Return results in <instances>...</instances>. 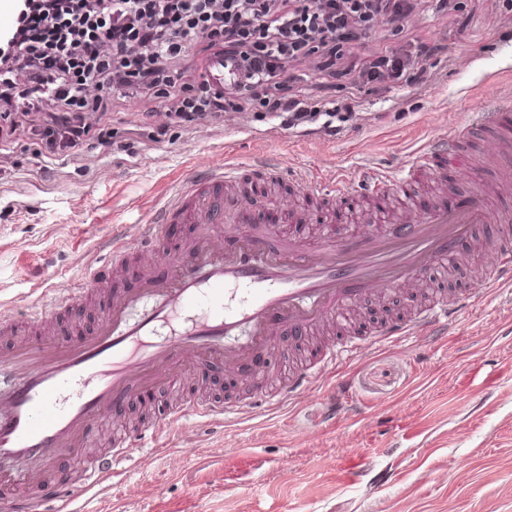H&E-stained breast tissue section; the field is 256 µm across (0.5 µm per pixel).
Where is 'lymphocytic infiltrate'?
I'll return each instance as SVG.
<instances>
[{"label":"lymphocytic infiltrate","mask_w":512,"mask_h":512,"mask_svg":"<svg viewBox=\"0 0 512 512\" xmlns=\"http://www.w3.org/2000/svg\"><path fill=\"white\" fill-rule=\"evenodd\" d=\"M415 0H17L0 35V122L28 127L33 153L78 156L85 141H110L94 124L116 98L139 97L169 122L194 130L228 112H273L291 127L352 113L298 92L296 68L322 72L356 61L362 86L416 84L411 51L356 60L366 32L410 22ZM224 56L240 78L215 88L190 68L189 48Z\"/></svg>","instance_id":"f902f5d3"}]
</instances>
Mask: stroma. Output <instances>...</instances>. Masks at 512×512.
Returning <instances> with one entry per match:
<instances>
[{
  "label": "stroma",
  "mask_w": 512,
  "mask_h": 512,
  "mask_svg": "<svg viewBox=\"0 0 512 512\" xmlns=\"http://www.w3.org/2000/svg\"><path fill=\"white\" fill-rule=\"evenodd\" d=\"M422 44L448 50L419 57L424 74L416 87L368 90L344 67L331 76L300 65L303 92L360 103L333 134L317 122L290 128L257 112H228L223 124L189 132L158 113L155 123L168 129L156 143L143 122L148 103L119 98L104 118L119 143L84 146L91 160L84 169L69 157H34L26 130H17V169L0 177V308L32 306L40 300L37 284L66 287L82 276L86 260L108 264L103 243L114 225L143 223L184 177L222 165L225 145L258 169L277 164L285 171L271 184L257 171L246 186L224 189L246 195L253 227L265 230L273 210L288 216L317 204L294 190L287 171L335 167L349 177L348 206H357L364 172L403 166L434 138L512 96V0H453L447 14L434 0H420L409 24L368 35L358 52L373 57ZM471 151L480 176L437 173L409 188L422 206L456 203L486 182L500 185L491 197L495 219L481 230L485 250L459 243L455 259L428 275L430 291L466 295L463 304H449V326L380 347L367 341L378 329L373 315L388 308L410 316L420 300L398 287L361 301L339 332L363 337L359 354L278 405L221 420L192 417L164 431L123 472L83 494L87 512H512V283L492 292L481 287L502 242L499 219L512 213V132L499 127ZM277 343L256 375L274 389L319 354L307 333ZM215 371L201 366L117 409L94 426L89 454L108 447L113 425L150 414L161 394H248L239 381L219 385ZM352 457L359 476L351 482L344 464Z\"/></svg>",
  "instance_id": "1"
}]
</instances>
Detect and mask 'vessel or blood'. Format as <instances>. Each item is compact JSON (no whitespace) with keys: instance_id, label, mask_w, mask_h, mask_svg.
Listing matches in <instances>:
<instances>
[{"instance_id":"1","label":"vessel or blood","mask_w":512,"mask_h":512,"mask_svg":"<svg viewBox=\"0 0 512 512\" xmlns=\"http://www.w3.org/2000/svg\"><path fill=\"white\" fill-rule=\"evenodd\" d=\"M236 75L234 64L223 58L207 65L206 76L216 86ZM471 131L466 125L433 141L401 172L374 171L367 183L369 194L376 201L399 199L417 175L474 171L476 163L467 148ZM244 169L235 153L225 152L222 166L192 174L151 223L113 235L107 242L109 267L89 265L80 281L57 291L48 303L0 317V333L19 322L31 330L42 329L103 287L107 268H123L130 253L152 264L167 224L186 219L205 228L185 252L169 258L166 275L146 274L141 287L117 291L89 335L64 345L23 343L0 352V377L10 378L8 393L0 392V464L21 460L30 465L20 477L0 467V489L19 480L39 488L37 495L19 493L0 503V512H37L44 500L56 503L59 512H81L73 505L69 485L48 482L45 469L56 458L79 457L94 424L111 417L141 388L172 375L184 377L205 362L223 363L227 372L249 379L250 363L283 332L316 330L361 299L409 284L417 273L451 259L459 240L478 241V227L490 220L487 197L479 193L452 208L428 204L396 232L348 236L332 230L308 244L292 238L288 226L281 225L267 236L239 233L228 247L223 221L247 223L248 208L242 204L234 214H226L221 192L240 181ZM293 181L311 196L347 192V176L341 171L328 183L308 172L295 174ZM504 236L494 264L486 269L483 286L488 290L512 281V230ZM447 311L448 299L440 297L416 316L389 322L376 338L398 342L432 334ZM311 379V372L304 371L280 392L257 387L232 405L200 400L169 405L151 425L121 437L84 468L82 486L89 489L109 481L120 464L162 429L191 417L214 419L232 410L242 412L260 400L274 404L300 393Z\"/></svg>"}]
</instances>
